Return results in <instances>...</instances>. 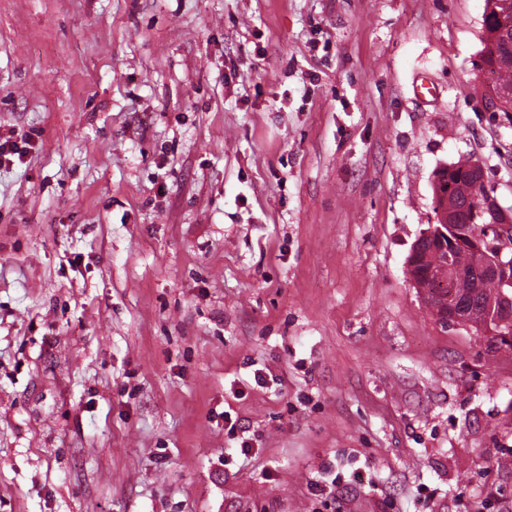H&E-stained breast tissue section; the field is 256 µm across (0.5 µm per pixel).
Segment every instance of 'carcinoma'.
<instances>
[{"label": "carcinoma", "mask_w": 512, "mask_h": 512, "mask_svg": "<svg viewBox=\"0 0 512 512\" xmlns=\"http://www.w3.org/2000/svg\"><path fill=\"white\" fill-rule=\"evenodd\" d=\"M505 13L501 0H485L482 53L489 75V81L484 85L486 97L512 94V26H507L502 20ZM470 166L468 160L457 161L453 164L455 170L447 174L446 183L434 185L436 207L451 212L461 227L469 223L475 209L482 211L478 222L488 224L493 220L492 215L484 212L492 189L487 187L485 181L467 172ZM454 256L458 270L456 278L446 285L433 284L427 282V274L431 266L444 257L442 245L433 241L416 250L409 275L417 283L426 285L425 301L431 310L441 311L448 307L450 296L465 304L477 320L487 312L500 314L506 309L512 310V290L506 289L501 293L493 284L476 277L472 273L474 256L468 250L459 248Z\"/></svg>", "instance_id": "obj_1"}]
</instances>
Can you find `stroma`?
I'll list each match as a JSON object with an SVG mask.
<instances>
[{
	"mask_svg": "<svg viewBox=\"0 0 512 512\" xmlns=\"http://www.w3.org/2000/svg\"><path fill=\"white\" fill-rule=\"evenodd\" d=\"M484 9L0 0V512H512V347L407 275L440 167L512 208Z\"/></svg>",
	"mask_w": 512,
	"mask_h": 512,
	"instance_id": "stroma-1",
	"label": "stroma"
}]
</instances>
